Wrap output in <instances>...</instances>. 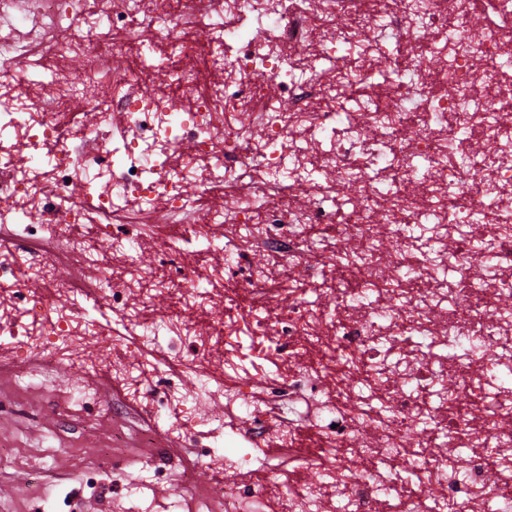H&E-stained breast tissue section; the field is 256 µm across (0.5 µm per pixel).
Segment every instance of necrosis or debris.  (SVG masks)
<instances>
[{"instance_id": "1", "label": "necrosis or debris", "mask_w": 512, "mask_h": 512, "mask_svg": "<svg viewBox=\"0 0 512 512\" xmlns=\"http://www.w3.org/2000/svg\"><path fill=\"white\" fill-rule=\"evenodd\" d=\"M376 21L399 46L385 62ZM2 25L26 32L0 41V309L25 306L22 322L0 320V349L94 366L77 349L82 318L44 313L57 270L90 259L93 278L70 279L71 293L96 297V278L111 276L107 303L135 327L166 303L168 336L148 349L134 328L115 353L146 349V365L177 377L216 351L214 383L251 423L227 447L259 438L310 468L316 453L296 444L310 428L329 450V494L277 464L241 467L237 493L217 500L183 474L181 492L211 512L271 496L284 512L336 499L345 512H512V389L487 377L512 370V0H0ZM198 27L218 33L221 54L193 40ZM146 37L176 71L174 92L139 56ZM330 45L329 72L297 74L298 55ZM32 55L43 80L24 76ZM288 162L329 175L305 206L274 178ZM159 211V252L183 264L146 274L124 243ZM412 224L423 237L406 236ZM218 235L281 261L224 266L202 249ZM477 237L494 259L479 292ZM197 266L229 318L199 315ZM366 290L374 304L351 305ZM246 341L262 359L246 360ZM413 457L428 460L416 483L383 474ZM385 482L396 508L379 498Z\"/></svg>"}]
</instances>
